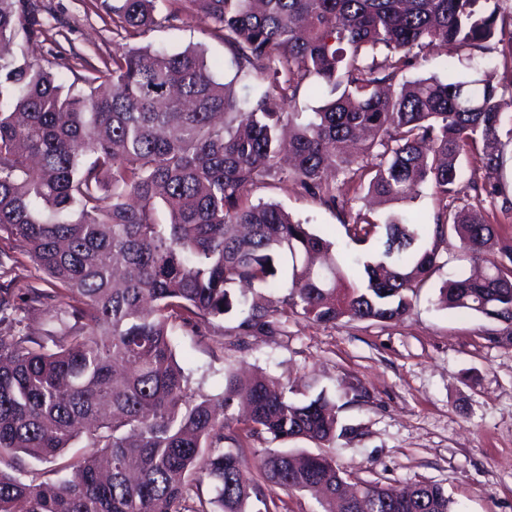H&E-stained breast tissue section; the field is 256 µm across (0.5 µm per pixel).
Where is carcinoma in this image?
<instances>
[{
    "label": "carcinoma",
    "instance_id": "carcinoma-1",
    "mask_svg": "<svg viewBox=\"0 0 512 512\" xmlns=\"http://www.w3.org/2000/svg\"><path fill=\"white\" fill-rule=\"evenodd\" d=\"M130 37L156 25L158 0H103ZM221 26L236 76L260 92L241 100L199 49L120 47L106 70L78 89L40 63L8 51L18 30L42 33L35 0H0V276L24 255L45 288L0 285V512H278L238 453L224 449L234 397L251 436H336V405L324 395L292 401L267 378L224 374V391L193 388L178 366L176 330L202 333L235 311L243 346L284 335L288 315L319 324L398 321L436 267L428 235L458 239L477 267L439 289L437 304L479 313L512 336V240L486 250L494 225L455 202L499 190L464 182L460 156L503 166L512 139L505 91L448 70L446 80H397L430 46L481 48L497 41L512 62V17L500 0H188ZM316 78L329 99L304 122L286 112ZM340 173L389 202L429 186L434 222L399 212L378 224L345 223L363 242L384 227L370 260L339 257L332 243L273 203L246 193L274 175L339 206ZM286 285L268 300L236 285ZM48 326L26 330L29 312ZM78 440L94 452L63 462L59 478L28 482L26 461L55 460ZM6 468H1V465ZM273 487L320 489L323 512H453L437 484L410 488L343 481L333 458L273 451L254 462ZM206 476L213 497L192 495Z\"/></svg>",
    "mask_w": 512,
    "mask_h": 512
}]
</instances>
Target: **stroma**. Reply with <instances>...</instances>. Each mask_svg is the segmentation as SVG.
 Wrapping results in <instances>:
<instances>
[{
  "instance_id": "stroma-1",
  "label": "stroma",
  "mask_w": 512,
  "mask_h": 512,
  "mask_svg": "<svg viewBox=\"0 0 512 512\" xmlns=\"http://www.w3.org/2000/svg\"><path fill=\"white\" fill-rule=\"evenodd\" d=\"M39 4L43 34L18 37L14 50L67 82L80 81L86 64L102 66L128 42L173 51L196 45L235 97L248 93L234 77L218 24L200 19L187 0H159L156 26L129 40L113 28L102 0ZM451 68L495 85L512 82V70L503 67L493 42L481 50L432 48L423 66L406 68L401 77L443 79ZM503 153L504 165L494 173L466 155L461 163L465 180L500 186L512 199L511 140H504ZM336 193L345 209L328 208L319 198L267 178L253 186L248 200L278 204L332 242L337 253L363 258L375 240L351 241L344 222L359 215L379 222L392 210L430 218L437 209L428 187L414 201L379 205L340 175ZM438 251L436 269L400 321L343 319L325 325L292 314L285 335L251 340L244 349L232 336L179 333L176 360L208 394L223 391L228 371L274 379L295 401L325 394L336 404L343 432L321 449L355 481L399 487L432 482L444 488L453 512H512V342L503 340L504 326L495 320L437 306L439 287L463 266L456 237L446 238Z\"/></svg>"
}]
</instances>
